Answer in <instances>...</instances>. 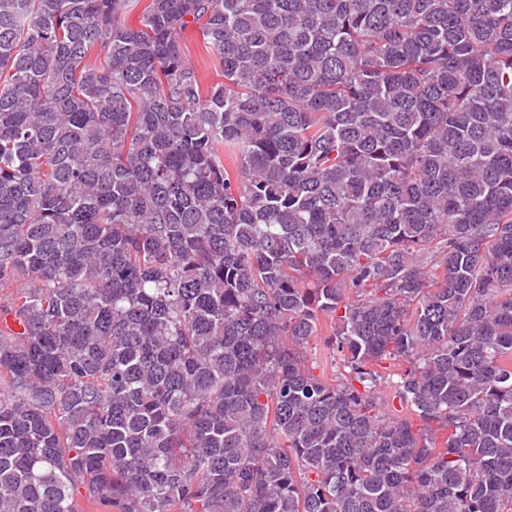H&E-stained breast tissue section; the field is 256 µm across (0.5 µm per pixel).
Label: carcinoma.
Segmentation results:
<instances>
[{
  "label": "carcinoma",
  "instance_id": "obj_1",
  "mask_svg": "<svg viewBox=\"0 0 512 512\" xmlns=\"http://www.w3.org/2000/svg\"><path fill=\"white\" fill-rule=\"evenodd\" d=\"M129 3L0 0V512H512V0ZM181 43L187 58L201 74L205 85L224 79L214 58L205 50L197 25H192L183 32ZM326 327L323 329L322 336H315L309 344L307 350L308 365L314 367V373L320 374L325 368L326 373L330 370L329 364L325 365V356L327 350V340L329 336Z\"/></svg>",
  "mask_w": 512,
  "mask_h": 512
}]
</instances>
